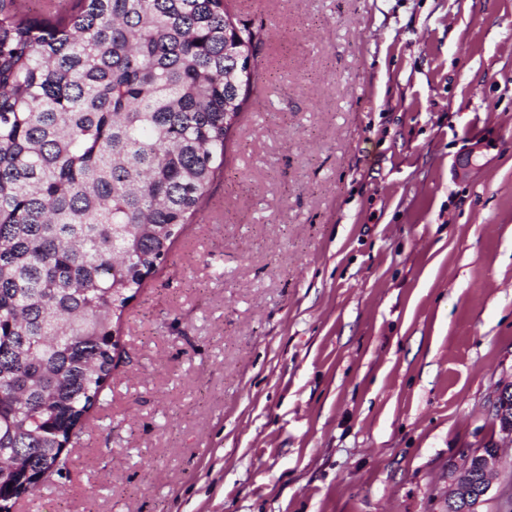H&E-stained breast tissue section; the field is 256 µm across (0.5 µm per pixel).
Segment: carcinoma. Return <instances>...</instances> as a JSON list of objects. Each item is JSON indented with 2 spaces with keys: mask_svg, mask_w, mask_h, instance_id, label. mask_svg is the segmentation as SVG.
I'll return each instance as SVG.
<instances>
[{
  "mask_svg": "<svg viewBox=\"0 0 512 512\" xmlns=\"http://www.w3.org/2000/svg\"><path fill=\"white\" fill-rule=\"evenodd\" d=\"M0 10V457L61 475L121 317L166 261L247 108L261 30L226 0ZM0 473V509L38 490Z\"/></svg>",
  "mask_w": 512,
  "mask_h": 512,
  "instance_id": "cac0c4a2",
  "label": "carcinoma"
}]
</instances>
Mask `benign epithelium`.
Returning <instances> with one entry per match:
<instances>
[{
    "label": "benign epithelium",
    "instance_id": "7a95c632",
    "mask_svg": "<svg viewBox=\"0 0 512 512\" xmlns=\"http://www.w3.org/2000/svg\"><path fill=\"white\" fill-rule=\"evenodd\" d=\"M502 434L512 440V383L501 387L493 405ZM498 463V449L464 456L448 484V512H480L491 489V476Z\"/></svg>",
    "mask_w": 512,
    "mask_h": 512
}]
</instances>
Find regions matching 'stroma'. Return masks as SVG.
I'll return each instance as SVG.
<instances>
[{"instance_id":"stroma-1","label":"stroma","mask_w":512,"mask_h":512,"mask_svg":"<svg viewBox=\"0 0 512 512\" xmlns=\"http://www.w3.org/2000/svg\"><path fill=\"white\" fill-rule=\"evenodd\" d=\"M231 11L262 41L224 170L14 512H448L490 441L512 512V0ZM494 416L502 425V434L512 440V383L501 387L493 405Z\"/></svg>"}]
</instances>
